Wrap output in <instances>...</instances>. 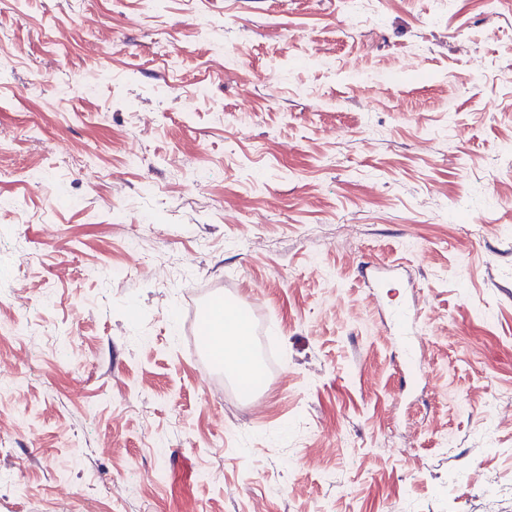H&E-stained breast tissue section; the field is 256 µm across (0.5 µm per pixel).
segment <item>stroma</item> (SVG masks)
Here are the masks:
<instances>
[{
    "label": "stroma",
    "mask_w": 512,
    "mask_h": 512,
    "mask_svg": "<svg viewBox=\"0 0 512 512\" xmlns=\"http://www.w3.org/2000/svg\"><path fill=\"white\" fill-rule=\"evenodd\" d=\"M1 196L0 512H512V0H0ZM232 315H227L222 308L212 317L211 324L208 327V339L211 346L215 350H219L221 354L224 353L225 363L229 369L236 372L245 379H252L258 373V366L253 361L248 352L245 337L241 328L244 326V321L241 315H237V326H229L225 328L228 318ZM234 344L239 350L235 357H225V350Z\"/></svg>",
    "instance_id": "stroma-1"
}]
</instances>
